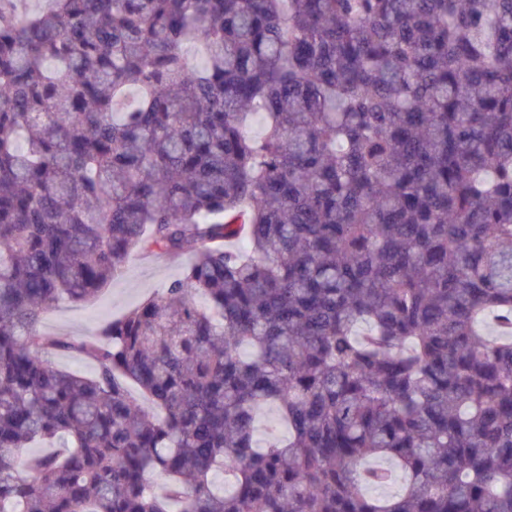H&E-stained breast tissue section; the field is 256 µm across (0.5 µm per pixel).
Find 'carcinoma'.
<instances>
[{"instance_id": "carcinoma-1", "label": "carcinoma", "mask_w": 512, "mask_h": 512, "mask_svg": "<svg viewBox=\"0 0 512 512\" xmlns=\"http://www.w3.org/2000/svg\"><path fill=\"white\" fill-rule=\"evenodd\" d=\"M12 2L0 512H512V0ZM189 260L186 255L146 258L134 253L121 275L95 298L86 303H60L53 308L46 316L44 331L50 336H90L103 320L119 316L160 292L180 275Z\"/></svg>"}]
</instances>
